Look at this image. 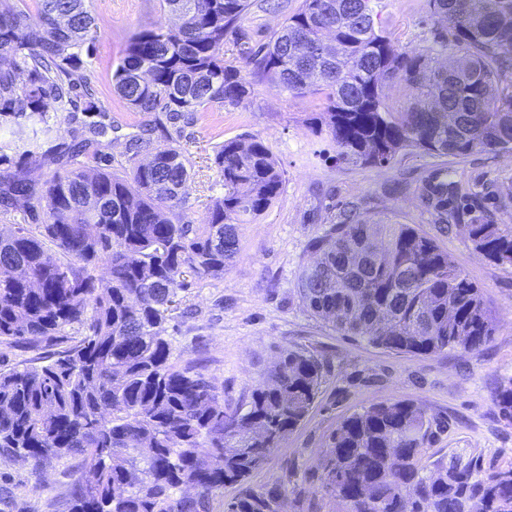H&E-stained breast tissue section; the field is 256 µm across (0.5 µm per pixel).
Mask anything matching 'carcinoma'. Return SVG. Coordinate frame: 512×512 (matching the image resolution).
Segmentation results:
<instances>
[{
  "instance_id": "carcinoma-1",
  "label": "carcinoma",
  "mask_w": 512,
  "mask_h": 512,
  "mask_svg": "<svg viewBox=\"0 0 512 512\" xmlns=\"http://www.w3.org/2000/svg\"><path fill=\"white\" fill-rule=\"evenodd\" d=\"M0 0V204L24 200L30 224L0 230V345L81 332L43 364L0 369V455L37 468L79 455L69 512H210L226 485H241L304 420L322 363L287 352L247 402H224L203 374L170 363L167 338L186 276L217 277L239 252L238 225L280 196L284 171L257 136L224 141L213 167L224 194L198 223L186 218L191 161L153 129L131 137L128 168L108 165L109 126L92 120L93 71L83 51L97 25L89 0ZM178 24L133 36L112 75L135 112L158 113L176 131L194 113L237 108L253 84L224 64V37L249 0H161ZM387 0H302L264 43L240 44L251 73L290 98L318 96L313 131L337 159L390 167L403 150L463 158L512 152V0H423L435 43L399 49L383 25ZM27 73L28 80L17 76ZM400 85L405 99L389 88ZM78 124L72 140L44 148L52 114ZM150 152L153 163L139 159ZM60 170L36 187L15 157L47 156ZM460 183L422 180L438 222ZM474 249L512 267V227L465 225ZM296 294L317 319L396 353L478 351L496 331L481 289L412 224L345 208L312 238ZM494 401L512 420V377ZM434 435L426 411L381 402L340 423L324 450L322 490L337 512H512V468L479 476L455 461L426 475ZM208 452H203V449ZM281 488L250 487L228 512H280Z\"/></svg>"
}]
</instances>
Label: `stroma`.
<instances>
[{"label": "stroma", "mask_w": 512, "mask_h": 512, "mask_svg": "<svg viewBox=\"0 0 512 512\" xmlns=\"http://www.w3.org/2000/svg\"><path fill=\"white\" fill-rule=\"evenodd\" d=\"M420 0H389L383 17L400 35V46L415 51L434 41ZM301 0H252L236 33L224 39V60L240 65L239 43L268 40ZM98 26L89 59L96 102L112 123L107 154L114 171L126 165V143L155 117L124 106L112 87V71L137 32L163 21L159 0H92ZM319 108L313 97L289 99L267 81L255 84L247 103L235 109L199 112L184 126L179 141L192 158L186 209L202 219L216 178L211 164L215 147L249 134L263 139L285 172L276 203L255 223L239 227V254L221 278H192L174 311L171 363L201 370L225 401L247 399L283 352L298 350L324 364L323 379L306 419L272 449L265 465L246 486H282L281 512H336V501L320 487L323 452L340 422L382 401L405 400L424 408L445 429L425 448L426 471L458 461L482 475L512 467V421L493 401L499 383L512 377V267L497 265L476 252L463 226L467 201L448 200L453 233L441 232L421 200L425 172L450 167L475 196L478 212L495 223L512 226V154L484 150L464 160L401 152L393 166L377 170L337 160L327 136H314L309 122ZM154 143L163 134L155 130ZM351 205L364 214L415 225L434 237L440 248L481 288L496 321L491 342L476 352L448 350L429 356L397 354L343 336L316 319L295 294L298 269L311 259L312 237L331 224L340 208ZM70 328L65 338L0 346V369L30 363L78 340ZM80 458L53 462L34 470L30 462L0 457V488L12 497L0 512H68L69 492Z\"/></svg>", "instance_id": "stroma-1"}]
</instances>
